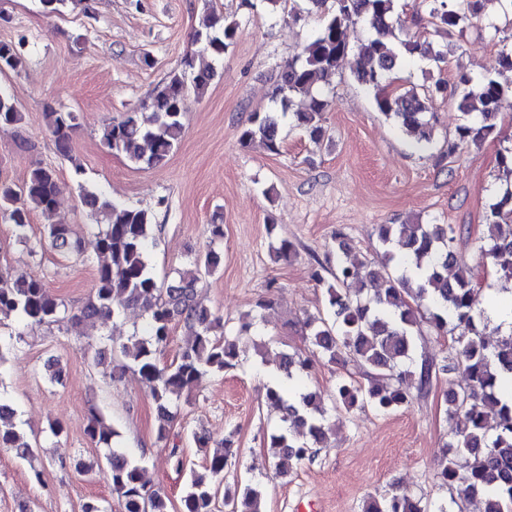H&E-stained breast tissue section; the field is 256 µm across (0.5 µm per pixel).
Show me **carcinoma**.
Listing matches in <instances>:
<instances>
[{"label":"carcinoma","instance_id":"1","mask_svg":"<svg viewBox=\"0 0 512 512\" xmlns=\"http://www.w3.org/2000/svg\"><path fill=\"white\" fill-rule=\"evenodd\" d=\"M47 15L64 10H86L83 0H40ZM308 13L320 20L311 41L288 62L272 91L279 105L273 112H255L248 126L240 131L243 145L260 139L266 149L281 150L280 125L289 118L316 144L324 140L323 114L330 106L319 82L336 71L350 46L347 30L359 21L368 24L371 36L360 45L362 58L356 81L375 94L379 111L394 120L404 134L417 144L434 137L431 104L443 94L445 81L439 79L427 91L412 87L397 93L398 73L407 64L405 55L418 54L435 64L445 62L443 50L429 42L404 41L396 35L402 27L395 0H307ZM435 31L463 32L480 17L483 0H418ZM239 25L212 13L194 31L192 42L217 59L236 39ZM25 39L0 42V73L18 70L24 62ZM215 72L203 68L191 75L182 70L169 74L153 90L147 107L150 115L127 112L104 124L100 141L112 153L148 167L163 163L177 148L182 117L187 108L188 88L199 95L209 87ZM458 82L471 87L457 100L465 116L480 104L481 124L461 123L449 151L497 132L495 123L499 102L512 88L504 87L491 73L475 79L460 73ZM303 106L292 109L295 99ZM57 152L73 160L70 143L78 127L73 112L51 109L45 113ZM22 119L16 104L0 93V130L15 127ZM63 191L55 169L38 165L21 184L0 180V220L10 224L15 237L30 241V215L41 211L50 219L44 238L62 257L82 261L81 241L72 225L57 212ZM85 206L94 221L96 239V285L93 295L77 309L68 307L41 279L0 269V320L14 318L25 327L62 323H106L138 307L147 314L144 335L132 336L120 347L150 390L156 407L157 436L166 439L175 417L172 404L202 375H221L238 363V343L251 335L257 316L248 315L238 334H217L220 321L196 303L202 276L215 272L220 256L210 250L194 261L195 269L165 284L154 275L149 263L150 249L157 245L155 214L149 209L110 201L83 190ZM486 233L480 246L503 287L512 284V182L493 197L485 217ZM382 248L380 259L355 267L344 261L347 244L336 233V266L313 273L323 289L325 309L304 321L312 356L278 352L273 359L276 376L265 387V402L280 413L282 426L264 439L274 470L286 475L311 461L332 432L326 402L334 409L372 407L381 411L399 410L412 403V392L423 393L438 374L463 373L465 386L446 398L448 416L453 422L443 446V461L436 479L455 496L451 503L477 501L481 512H512V396L501 397L499 375L512 377V333L503 334L490 326L485 312L474 305L473 275L469 268L455 263L453 230L446 224H382L378 229ZM189 333L180 360L159 366L157 354L168 342L175 325ZM428 328L437 336L448 329L451 352L440 362L424 361L419 370H409L415 343ZM329 363L351 361L366 369L368 383L354 382L348 376L336 381L327 393L309 388L302 372L311 357ZM12 401L0 393V448L15 451L20 458L34 455L33 445L24 439L16 421ZM86 435L97 446L108 449L112 490L121 512H169L168 499L147 488L142 468L126 449L114 445L118 432L103 413L91 410ZM237 456L234 433L209 454L205 472L191 471L187 490L178 512H213V480ZM228 512H265L264 491L257 485L224 492ZM361 512H428L422 499L406 490H393L381 496H367Z\"/></svg>","mask_w":512,"mask_h":512}]
</instances>
